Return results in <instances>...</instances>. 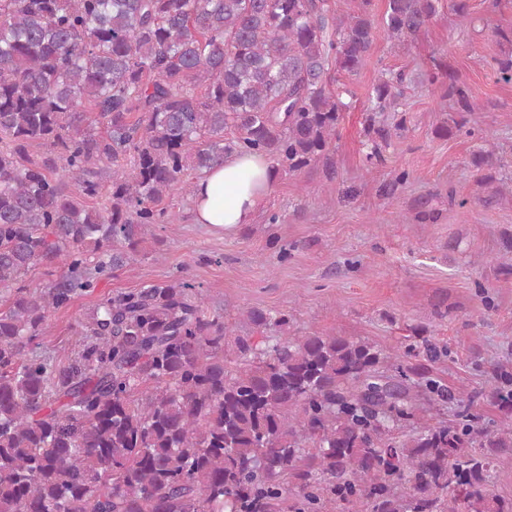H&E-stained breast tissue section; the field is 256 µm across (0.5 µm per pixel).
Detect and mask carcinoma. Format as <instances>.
<instances>
[{
  "label": "carcinoma",
  "instance_id": "carcinoma-1",
  "mask_svg": "<svg viewBox=\"0 0 512 512\" xmlns=\"http://www.w3.org/2000/svg\"><path fill=\"white\" fill-rule=\"evenodd\" d=\"M441 0H0V512H512L491 489L512 453V372L452 424L448 348L414 329L392 358L366 340L290 334L251 310L233 336L185 278L97 304L65 359L32 349L49 317L129 266L164 200L233 154L292 173L325 158L377 29L418 35ZM458 112L479 111L441 65ZM403 73L373 86L366 161ZM45 148L35 157L32 145ZM62 274L43 286L38 270Z\"/></svg>",
  "mask_w": 512,
  "mask_h": 512
}]
</instances>
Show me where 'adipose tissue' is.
Segmentation results:
<instances>
[{"label":"adipose tissue","instance_id":"ef3b65f1","mask_svg":"<svg viewBox=\"0 0 512 512\" xmlns=\"http://www.w3.org/2000/svg\"><path fill=\"white\" fill-rule=\"evenodd\" d=\"M276 169L271 159L236 155L222 167L206 172L195 184V221L223 234H230L253 215L272 190Z\"/></svg>","mask_w":512,"mask_h":512}]
</instances>
